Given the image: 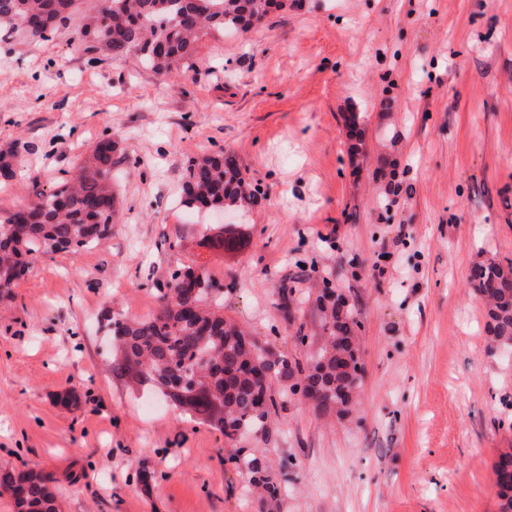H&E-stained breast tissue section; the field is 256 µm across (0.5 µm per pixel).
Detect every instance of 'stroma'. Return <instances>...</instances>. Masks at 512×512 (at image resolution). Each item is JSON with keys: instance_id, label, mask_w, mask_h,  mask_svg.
Instances as JSON below:
<instances>
[{"instance_id": "obj_1", "label": "stroma", "mask_w": 512, "mask_h": 512, "mask_svg": "<svg viewBox=\"0 0 512 512\" xmlns=\"http://www.w3.org/2000/svg\"><path fill=\"white\" fill-rule=\"evenodd\" d=\"M357 114L359 155L345 120ZM120 218L39 257L0 300V469L38 467L57 512H498L512 448V348L492 349L474 263L512 262V0H288L245 34L210 31L167 81L67 36L0 34V211L70 177L104 135ZM231 154L264 192L247 214L182 204L190 158ZM238 225L230 252L205 242ZM224 315L305 360L324 282L361 320L349 414L283 398L237 444L117 375L104 313L144 318L183 265ZM294 286L280 310L282 284ZM285 475L263 506L235 448ZM495 483L499 489L498 512H512V452H505L494 464Z\"/></svg>"}]
</instances>
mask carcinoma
<instances>
[{
  "mask_svg": "<svg viewBox=\"0 0 512 512\" xmlns=\"http://www.w3.org/2000/svg\"><path fill=\"white\" fill-rule=\"evenodd\" d=\"M82 0H0V31L30 42L52 40L79 24L71 42L87 51L103 49L114 60L130 55L160 76L191 62L199 33L206 29L247 32L283 0H96L81 11ZM115 145L99 140L71 178L50 192H40L28 205L0 215V293H7L43 254L74 253L99 243L112 231L117 196L112 188ZM265 196L241 176L233 159L219 151L189 162L183 203L189 209L224 208L246 213ZM236 242L234 225H223L211 246L228 250ZM473 292L485 302V331L490 343L512 347V263L495 260L475 264L469 274ZM323 286L316 297L322 344L309 353L307 368L293 366L284 353L274 355L217 309L224 296L203 267H183L171 275L160 296L159 311L148 318L112 321L119 341L117 370L142 376L177 408L207 421L231 440L246 431L267 430L269 415L279 407L274 396L259 405L261 388L249 375L251 358L267 361L275 373L297 377L290 391L303 385L319 398L321 416L350 411L360 384L357 335L361 328L350 307L323 305ZM243 460L249 482L270 500L280 491L279 476L257 456ZM498 512H512V452L494 464ZM0 487L10 492L17 512H57L52 480L41 471L0 469Z\"/></svg>",
  "mask_w": 512,
  "mask_h": 512,
  "instance_id": "carcinoma-1",
  "label": "carcinoma"
}]
</instances>
